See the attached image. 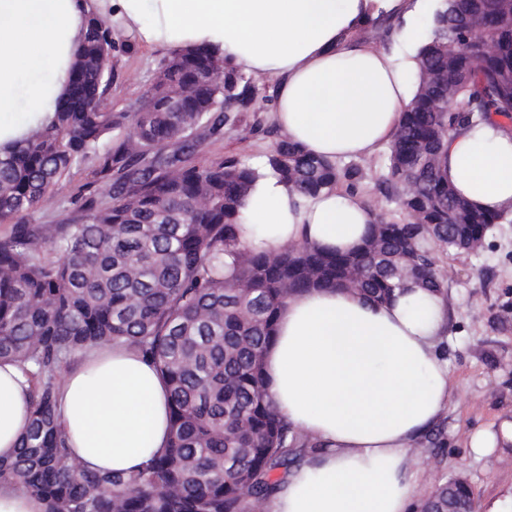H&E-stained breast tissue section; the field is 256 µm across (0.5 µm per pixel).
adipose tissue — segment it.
<instances>
[{"mask_svg": "<svg viewBox=\"0 0 512 512\" xmlns=\"http://www.w3.org/2000/svg\"><path fill=\"white\" fill-rule=\"evenodd\" d=\"M382 10L413 40L435 12L430 0H0V149L52 121L89 18L109 11L144 43L205 47L275 79L273 120L307 152L369 156L392 140L417 83L413 60L353 37ZM445 149L442 176L456 192L512 217V130L461 129ZM377 220L360 193L305 197L267 172L240 229L258 251L307 242L348 252ZM447 339L446 303L420 288L383 304L336 289L289 299L264 358L267 391L318 448L280 478L267 512H408L412 447L453 391ZM30 416L26 376L0 361L1 461L14 459ZM57 419L88 466L133 475L167 445V384L139 352L94 347L66 374Z\"/></svg>", "mask_w": 512, "mask_h": 512, "instance_id": "1", "label": "adipose tissue"}]
</instances>
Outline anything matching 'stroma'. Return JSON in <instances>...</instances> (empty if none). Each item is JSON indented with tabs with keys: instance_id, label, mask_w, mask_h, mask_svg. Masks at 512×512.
Instances as JSON below:
<instances>
[{
	"instance_id": "stroma-1",
	"label": "stroma",
	"mask_w": 512,
	"mask_h": 512,
	"mask_svg": "<svg viewBox=\"0 0 512 512\" xmlns=\"http://www.w3.org/2000/svg\"><path fill=\"white\" fill-rule=\"evenodd\" d=\"M170 53L163 44L139 43L134 51L115 56L108 108L133 111ZM255 87L256 114L225 125L216 139L206 128L196 129L200 147L194 164L222 155L253 164L269 153L276 139L270 111L277 83L264 79ZM387 157L383 147L354 164L362 171L360 192L369 205L399 219L403 213L396 198L381 189ZM442 261L452 270L445 353L454 390L437 422L440 436L427 433L416 444L417 497L425 499L437 482L462 477L474 491L477 512H512V442L501 443L488 455L476 454L470 446L475 432H496L503 422L512 421V222L494 225L478 252L446 255Z\"/></svg>"
}]
</instances>
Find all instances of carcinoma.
Returning <instances> with one entry per match:
<instances>
[{"label":"carcinoma","mask_w":512,"mask_h":512,"mask_svg":"<svg viewBox=\"0 0 512 512\" xmlns=\"http://www.w3.org/2000/svg\"><path fill=\"white\" fill-rule=\"evenodd\" d=\"M475 21L493 53L470 36ZM123 48L93 17L52 124L0 155V223L13 225L0 238V359L29 378L32 409L0 483L43 498L48 512H252L275 492L277 471L318 448L265 391L263 356L288 299L341 288L382 303L413 282L446 300L449 271L437 254L474 252L508 219L458 195L441 166L450 131L492 115L512 124V0H442L383 179L387 190L403 187L404 218H379L347 253L249 249L240 211L256 169L234 156L191 162L195 129L217 137L253 111L240 69L203 47L175 49L135 110L112 112L104 101ZM114 130L122 135L101 148ZM91 155L76 207L55 224L23 223L54 205ZM266 165L305 196L355 190L362 178L284 133ZM93 346L138 350L168 385L167 448L134 475L87 468L56 424L62 368Z\"/></svg>","instance_id":"obj_1"}]
</instances>
